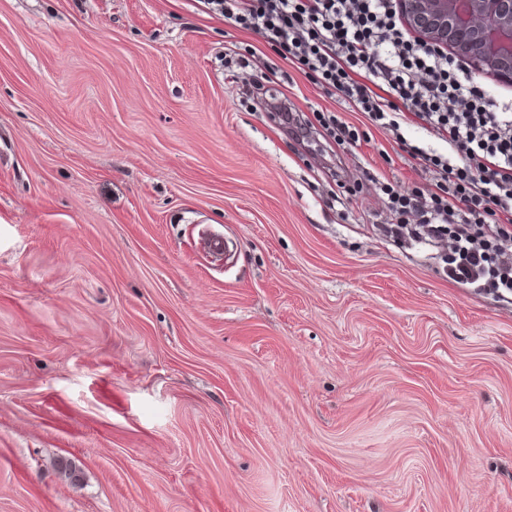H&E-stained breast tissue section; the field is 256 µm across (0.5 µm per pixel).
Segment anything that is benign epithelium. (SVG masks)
<instances>
[{
	"label": "benign epithelium",
	"instance_id": "7a95c632",
	"mask_svg": "<svg viewBox=\"0 0 512 512\" xmlns=\"http://www.w3.org/2000/svg\"><path fill=\"white\" fill-rule=\"evenodd\" d=\"M398 9L423 44L467 60L472 74L512 84V0H398Z\"/></svg>",
	"mask_w": 512,
	"mask_h": 512
}]
</instances>
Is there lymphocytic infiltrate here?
<instances>
[{
  "label": "lymphocytic infiltrate",
  "mask_w": 512,
  "mask_h": 512,
  "mask_svg": "<svg viewBox=\"0 0 512 512\" xmlns=\"http://www.w3.org/2000/svg\"><path fill=\"white\" fill-rule=\"evenodd\" d=\"M212 2L397 144L407 145L412 122L446 143L444 153L408 145L430 175L413 190L368 174L387 197L384 231L428 245L450 240L449 279L512 296V102L488 100L458 58L419 44L396 0Z\"/></svg>",
  "instance_id": "f902f5d3"
}]
</instances>
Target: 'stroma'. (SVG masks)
I'll list each match as a JSON object with an SVG mask.
<instances>
[{"instance_id":"obj_1","label":"stroma","mask_w":512,"mask_h":512,"mask_svg":"<svg viewBox=\"0 0 512 512\" xmlns=\"http://www.w3.org/2000/svg\"><path fill=\"white\" fill-rule=\"evenodd\" d=\"M277 60L202 0H0V512H512V296L379 234L365 171L426 173ZM316 122L319 123L339 144L356 143L359 141L358 128L342 120L333 112H313Z\"/></svg>"}]
</instances>
